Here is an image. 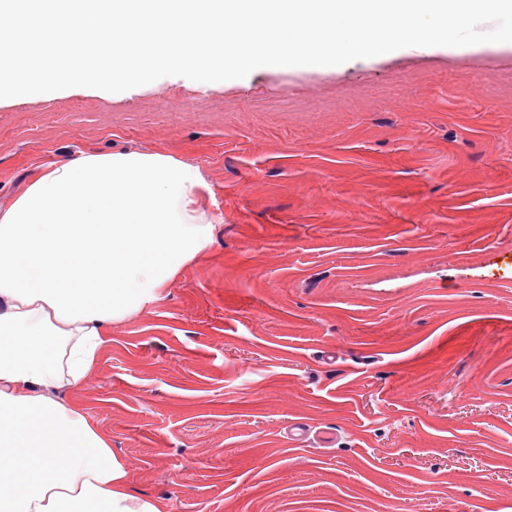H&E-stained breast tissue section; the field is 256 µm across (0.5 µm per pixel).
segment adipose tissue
<instances>
[{"label":"adipose tissue","instance_id":"ef3b65f1","mask_svg":"<svg viewBox=\"0 0 512 512\" xmlns=\"http://www.w3.org/2000/svg\"><path fill=\"white\" fill-rule=\"evenodd\" d=\"M211 196L172 155L80 151L0 205V512H167L73 392L205 256Z\"/></svg>","mask_w":512,"mask_h":512}]
</instances>
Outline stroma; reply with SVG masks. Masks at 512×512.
Returning <instances> with one entry per match:
<instances>
[{
  "mask_svg": "<svg viewBox=\"0 0 512 512\" xmlns=\"http://www.w3.org/2000/svg\"><path fill=\"white\" fill-rule=\"evenodd\" d=\"M196 163L206 258L115 324L90 419L168 512H512V48L0 99L58 155Z\"/></svg>",
  "mask_w": 512,
  "mask_h": 512,
  "instance_id": "stroma-1",
  "label": "stroma"
}]
</instances>
